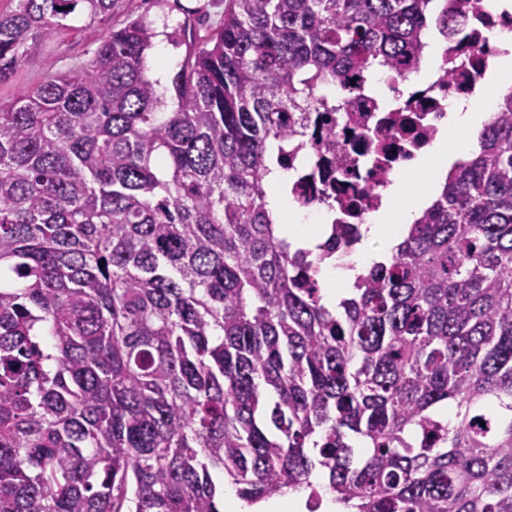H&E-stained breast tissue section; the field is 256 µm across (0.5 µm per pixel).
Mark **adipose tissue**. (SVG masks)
Here are the masks:
<instances>
[{"instance_id": "adipose-tissue-1", "label": "adipose tissue", "mask_w": 512, "mask_h": 512, "mask_svg": "<svg viewBox=\"0 0 512 512\" xmlns=\"http://www.w3.org/2000/svg\"><path fill=\"white\" fill-rule=\"evenodd\" d=\"M489 41L498 53L485 84L470 96L449 100L448 116L441 122L438 137L415 161L414 171L393 176L383 192L382 206L363 224L362 239L351 260L322 265V301L327 308H336L358 274L385 260L384 251L374 249V241L394 245L419 219L453 164L477 149L478 135L494 110L497 89L512 85V32L495 30ZM288 180L277 168L267 175L268 208L280 219V233L292 249H315L325 231L323 217L289 205Z\"/></svg>"}]
</instances>
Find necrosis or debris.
Instances as JSON below:
<instances>
[{
	"instance_id": "necrosis-or-debris-1",
	"label": "necrosis or debris",
	"mask_w": 512,
	"mask_h": 512,
	"mask_svg": "<svg viewBox=\"0 0 512 512\" xmlns=\"http://www.w3.org/2000/svg\"><path fill=\"white\" fill-rule=\"evenodd\" d=\"M448 5L465 13L468 23L460 40L444 46L429 83L402 92L411 70L397 69L389 76L394 103L388 106L368 91L367 75L355 73L335 139L322 141L312 133L307 150L289 153L288 191L306 209L326 212L335 224L364 223L381 206L392 176L437 138L449 98L469 96L485 78L494 55L488 34L512 31V14L489 13L472 0H448Z\"/></svg>"
}]
</instances>
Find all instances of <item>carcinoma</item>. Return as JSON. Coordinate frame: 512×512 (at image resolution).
<instances>
[{
  "mask_svg": "<svg viewBox=\"0 0 512 512\" xmlns=\"http://www.w3.org/2000/svg\"><path fill=\"white\" fill-rule=\"evenodd\" d=\"M113 0H16L0 79ZM434 0H227L171 88L135 20L0 107V512H512V91L330 310L265 177L320 87L421 57ZM454 411L450 419L437 410ZM304 495L303 492L288 491L285 495L270 500L262 509L255 510L246 507L231 489H227L224 496V512H296Z\"/></svg>",
  "mask_w": 512,
  "mask_h": 512,
  "instance_id": "cac0c4a2",
  "label": "carcinoma"
}]
</instances>
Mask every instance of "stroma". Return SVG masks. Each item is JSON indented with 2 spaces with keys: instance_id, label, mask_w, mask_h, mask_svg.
I'll return each instance as SVG.
<instances>
[{
  "instance_id": "35a3bbf8",
  "label": "stroma",
  "mask_w": 512,
  "mask_h": 512,
  "mask_svg": "<svg viewBox=\"0 0 512 512\" xmlns=\"http://www.w3.org/2000/svg\"><path fill=\"white\" fill-rule=\"evenodd\" d=\"M224 5L225 0H114L110 13L93 19L76 17V31L45 41L0 80V106L10 105L23 91L54 73L80 69L102 38L134 19L144 18L156 28L182 29L198 37L222 24Z\"/></svg>"
}]
</instances>
